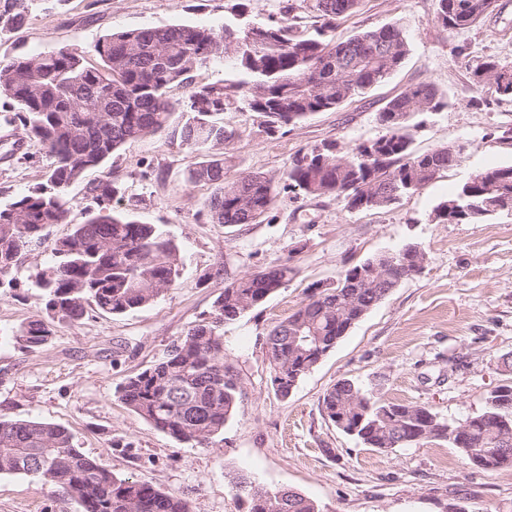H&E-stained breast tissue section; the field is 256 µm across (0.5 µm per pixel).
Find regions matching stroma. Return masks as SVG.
<instances>
[{"label":"stroma","mask_w":512,"mask_h":512,"mask_svg":"<svg viewBox=\"0 0 512 512\" xmlns=\"http://www.w3.org/2000/svg\"><path fill=\"white\" fill-rule=\"evenodd\" d=\"M231 0H33L22 29L0 38V55L67 46L91 50L104 35L171 24L223 26ZM436 0H361L341 20L345 39L387 24L409 42L401 67L383 84L340 107L317 112L287 133L266 130L254 113L231 107L225 125L228 177L260 172L280 177L303 150L335 142L341 155L382 135L378 113L411 85L430 82L446 96L436 112L410 121L415 152L449 145L457 163L442 177L391 205L350 211L333 197L290 200L279 195L255 224L225 226L206 218L212 187L187 180L198 160L162 134L131 140L114 153L112 176L133 201L137 220L157 224L178 244L182 267L153 305L118 316L58 323L45 346L16 342V328L39 307L32 282L49 259L32 244L0 294V418L64 426L82 450L121 478L150 482L187 496L193 512H247L237 491L247 476L270 490L287 488L322 512H512V469L471 470L457 449L424 442L390 452L364 447L328 422L325 391L358 381L384 399L431 407L456 422L482 411L494 387L512 382V212L477 224L443 223L435 208L481 169L512 165V100L476 93L470 72L486 58L512 63V0H496L475 26L446 31ZM19 130L0 122V203L47 179L50 160L39 147L24 159L5 157ZM417 245L424 268L403 281L341 338L288 398L271 384L263 338L318 284L366 258ZM289 260L295 276L259 308L223 327L224 352L244 396L222 439L193 447L156 430L129 410L116 389L149 367L188 327L210 316L226 282ZM38 478L0 475V512H77Z\"/></svg>","instance_id":"stroma-1"}]
</instances>
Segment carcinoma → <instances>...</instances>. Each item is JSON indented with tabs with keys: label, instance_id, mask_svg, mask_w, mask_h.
Segmentation results:
<instances>
[{
	"label": "carcinoma",
	"instance_id": "obj_1",
	"mask_svg": "<svg viewBox=\"0 0 512 512\" xmlns=\"http://www.w3.org/2000/svg\"><path fill=\"white\" fill-rule=\"evenodd\" d=\"M361 0H313L316 36L299 38L300 15L267 23L220 28L173 24L112 32L94 45L98 65L73 49L59 48L0 59V99L13 112L0 117L20 130L21 138L4 157L25 142L52 159L45 185L0 204V290L12 287L13 272L27 247L46 230L64 224L70 212L69 187L91 168L107 163L127 141L155 136L176 126L180 145L200 155L189 171L192 183L213 187L206 217L215 224L259 221L284 191L295 198L334 196L350 211L384 208L453 167L456 150L442 146L418 154L412 149L410 117L436 111L445 95L421 82L393 97L379 112L384 134L352 155L336 154V144L315 145L299 153L275 179L241 172L226 177V147L234 130L216 121L231 104L254 112L269 130L293 126L316 112L337 108L355 95L386 81L403 63L408 39L397 24L336 38V21L354 13ZM436 22L445 30L474 26L492 13L488 0H436ZM27 0H0V35L26 21ZM224 63L249 81L226 86H194L187 98L173 101L167 92L188 85L193 74ZM476 92L493 89L512 99V66L495 59L471 73ZM367 191L363 205L358 187ZM92 202L87 219L51 245V259L38 273L42 307L15 331L29 349L46 345L56 322L78 323L89 312L111 315L152 305L176 285L181 257L178 244L159 226L144 224L119 209L120 185L112 173L86 185ZM512 200V165L481 170L436 207L437 217L475 224L497 213L467 211L484 198ZM411 247L396 254L394 266L369 277L377 257L346 269L336 285L311 293L288 318L266 335L271 382L286 397L298 381L374 306L408 276ZM293 268L277 261L224 284L210 318L188 328L149 368L129 377L120 400L159 431L191 446H208L224 431L243 396L236 369L224 356V323L264 304L288 281ZM322 411L337 428L365 447L387 452L423 441H444L477 471L512 468V385L491 390L484 409L453 423L423 405L386 401L344 379L322 398ZM467 425L466 441L455 430ZM42 479L55 491L75 497L79 512H191L190 503L147 481L122 479L102 468L79 448L64 427L36 419L0 420V475ZM248 512H321L310 498L244 492Z\"/></svg>",
	"mask_w": 512,
	"mask_h": 512
}]
</instances>
